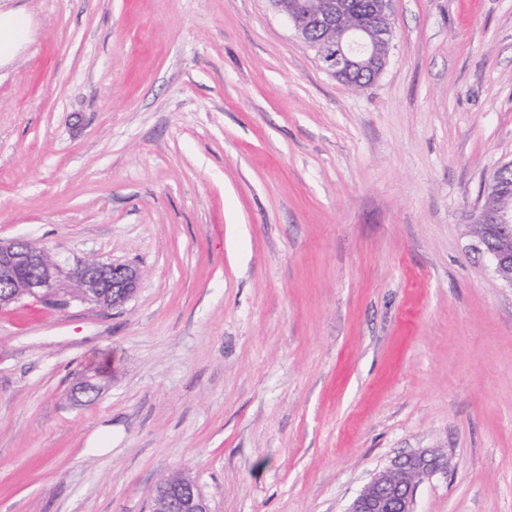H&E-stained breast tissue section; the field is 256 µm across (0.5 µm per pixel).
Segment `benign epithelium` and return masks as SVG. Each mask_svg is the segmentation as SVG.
Returning <instances> with one entry per match:
<instances>
[{"label":"benign epithelium","instance_id":"benign-epithelium-1","mask_svg":"<svg viewBox=\"0 0 512 512\" xmlns=\"http://www.w3.org/2000/svg\"><path fill=\"white\" fill-rule=\"evenodd\" d=\"M274 8L293 25L297 35L316 52L324 69L344 83L355 74L376 80L383 72L393 40L388 25L391 0H379L373 26L345 25L340 18L351 0H334L319 12L325 36L310 40L300 17L316 11L311 0H271ZM512 174V160L501 165L485 186V195L495 194L493 207H481L473 218L477 248L485 253L497 280L512 288V188L499 184ZM139 270L130 264L81 262L74 266L53 259L43 248L25 240H0V309L25 297L66 306L72 300L106 308L124 305L136 292ZM448 471V454L424 449L400 456L375 473L362 487L347 512H415L416 488L426 479ZM151 512H211L194 481L173 477L156 486Z\"/></svg>","mask_w":512,"mask_h":512}]
</instances>
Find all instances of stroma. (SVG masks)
<instances>
[{"instance_id":"1","label":"stroma","mask_w":512,"mask_h":512,"mask_svg":"<svg viewBox=\"0 0 512 512\" xmlns=\"http://www.w3.org/2000/svg\"><path fill=\"white\" fill-rule=\"evenodd\" d=\"M0 8L31 17L0 238L141 273L113 310L0 311V512H149L178 472L212 512H346L424 448L417 512H512V288L471 233L512 160V0H392L359 92L271 0Z\"/></svg>"}]
</instances>
